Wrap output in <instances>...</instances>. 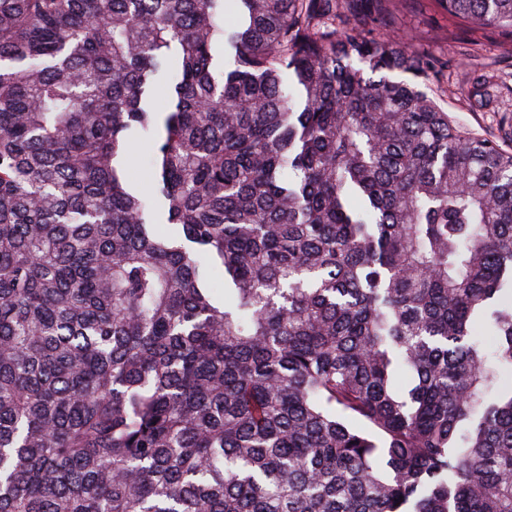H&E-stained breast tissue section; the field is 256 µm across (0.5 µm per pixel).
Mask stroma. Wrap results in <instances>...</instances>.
I'll list each match as a JSON object with an SVG mask.
<instances>
[{"label":"stroma","mask_w":512,"mask_h":512,"mask_svg":"<svg viewBox=\"0 0 512 512\" xmlns=\"http://www.w3.org/2000/svg\"><path fill=\"white\" fill-rule=\"evenodd\" d=\"M390 22L395 35L442 62L440 79L423 80L420 87L460 125L481 134L512 130V31L451 20L436 0H394ZM477 65L499 87L493 106L469 99V75Z\"/></svg>","instance_id":"stroma-1"}]
</instances>
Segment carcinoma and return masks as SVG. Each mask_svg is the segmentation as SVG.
Returning <instances> with one entry per match:
<instances>
[{"mask_svg":"<svg viewBox=\"0 0 512 512\" xmlns=\"http://www.w3.org/2000/svg\"><path fill=\"white\" fill-rule=\"evenodd\" d=\"M225 2L0 0V512H512V149Z\"/></svg>","mask_w":512,"mask_h":512,"instance_id":"1","label":"carcinoma"}]
</instances>
